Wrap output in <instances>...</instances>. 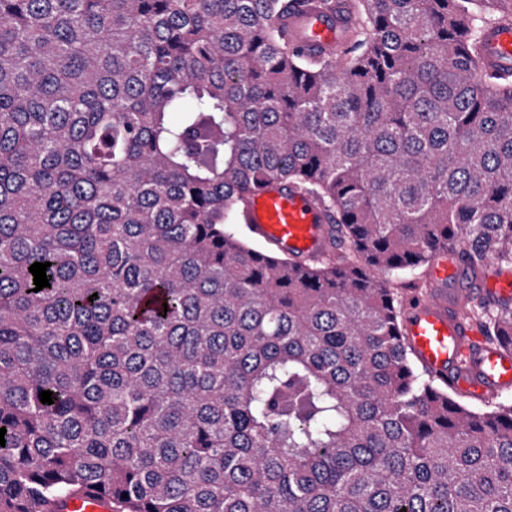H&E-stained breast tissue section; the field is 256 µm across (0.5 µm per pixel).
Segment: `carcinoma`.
Wrapping results in <instances>:
<instances>
[{"label": "carcinoma", "mask_w": 512, "mask_h": 512, "mask_svg": "<svg viewBox=\"0 0 512 512\" xmlns=\"http://www.w3.org/2000/svg\"><path fill=\"white\" fill-rule=\"evenodd\" d=\"M347 2L301 55L342 0H0V512H512V403L418 370L386 278L512 269V70L479 63L512 0ZM270 181L326 255L240 231ZM461 317L512 348V304ZM347 19L346 11L338 13L335 20H326L310 13L294 17L290 26L296 34V40L291 48L303 53L313 44L337 46L345 39ZM59 512H112V499L98 492L67 498Z\"/></svg>", "instance_id": "cac0c4a2"}]
</instances>
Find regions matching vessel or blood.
I'll return each mask as SVG.
<instances>
[{
    "label": "vessel or blood",
    "mask_w": 512,
    "mask_h": 512,
    "mask_svg": "<svg viewBox=\"0 0 512 512\" xmlns=\"http://www.w3.org/2000/svg\"><path fill=\"white\" fill-rule=\"evenodd\" d=\"M347 13L335 19L305 13L290 25L294 50L311 45L332 47L344 41ZM482 56L488 69H512V23L486 29ZM247 223L252 234L288 256L306 259L323 254L329 243V218L294 187L270 184L249 198ZM461 269L458 253L445 251L431 261L433 290L410 301L402 316L404 339L428 375L451 390L490 400L512 390V352L484 340L457 316L465 295L451 286ZM62 512H113L111 498L97 492L64 500Z\"/></svg>",
    "instance_id": "obj_1"
}]
</instances>
